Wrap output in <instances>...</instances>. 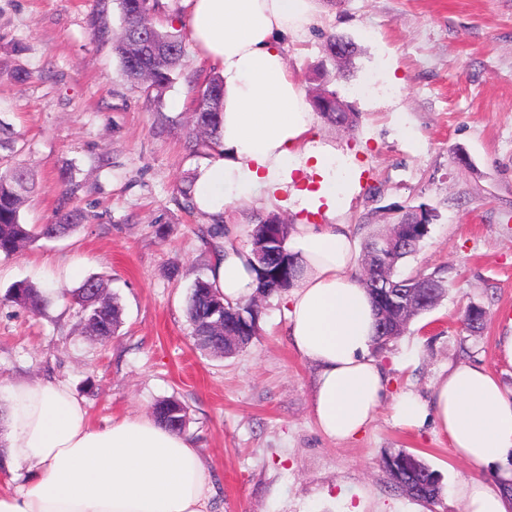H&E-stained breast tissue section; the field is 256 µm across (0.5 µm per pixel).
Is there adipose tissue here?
Wrapping results in <instances>:
<instances>
[{
	"label": "adipose tissue",
	"instance_id": "1",
	"mask_svg": "<svg viewBox=\"0 0 512 512\" xmlns=\"http://www.w3.org/2000/svg\"><path fill=\"white\" fill-rule=\"evenodd\" d=\"M199 55L223 79L221 152L198 169L196 210L223 223L233 204L253 200L295 215L288 238L295 276L286 293L287 339L314 369L311 413L328 438L359 437L383 403L407 427L433 424L455 455L480 465L512 456V391L479 363L449 366L429 398L388 393L371 354L377 316L358 282L360 253L348 224L359 169L335 144L313 138L316 114L288 73L290 38L313 25L309 0H183ZM209 277L225 301L255 292L250 249L216 240ZM0 463L15 481L0 512H211L210 476L182 433L151 414L92 425L64 384L9 388ZM463 512H506L476 478L452 490Z\"/></svg>",
	"mask_w": 512,
	"mask_h": 512
}]
</instances>
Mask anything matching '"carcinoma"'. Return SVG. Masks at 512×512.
<instances>
[{
    "label": "carcinoma",
    "mask_w": 512,
    "mask_h": 512,
    "mask_svg": "<svg viewBox=\"0 0 512 512\" xmlns=\"http://www.w3.org/2000/svg\"><path fill=\"white\" fill-rule=\"evenodd\" d=\"M122 23V34L115 45L121 71L125 79L137 86L153 100L159 102L184 68L185 32L158 27L152 17L159 9V0H117ZM326 59L313 65L312 71L319 83L308 91V101L324 122L336 125V111L320 108L326 101L336 98V90L329 88L330 80L324 69ZM195 146L214 150L221 146L223 124V82L217 76L209 78L197 95V106L193 110ZM20 134L9 124L0 121V150L17 152ZM33 181L29 169L17 165L0 170V254L17 253L24 246L40 239H61L70 236L84 220L78 209L58 211L49 224H24L20 213L31 192ZM290 225L276 213L257 218L251 234L252 251L266 249L271 256L266 264H254L257 272L256 295L270 297L288 290L293 278V264L286 244ZM417 252V248L397 249L379 255V260L361 258L364 287L384 275L390 265ZM4 300L32 314H39L47 303V297L36 286L22 281L10 288ZM71 301L78 307L86 330L101 341L109 340L122 324V307L117 298L105 294L102 277L86 278L71 294ZM244 318H239L238 313ZM487 316L484 307L469 305L461 321L465 328L472 324L483 325ZM186 317L192 329L194 342L214 332V324L224 321L228 336L254 337L259 331L260 306L255 300L235 305L224 303V296L212 287L205 278L193 283L186 309ZM156 421L173 431H182L187 422L186 410L175 399L157 402L152 411ZM391 487L401 494L420 502L434 503L441 493L442 485L438 473L418 456L406 451L389 454L382 459Z\"/></svg>",
    "instance_id": "carcinoma-1"
}]
</instances>
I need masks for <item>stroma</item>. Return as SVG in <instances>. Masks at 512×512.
<instances>
[{"label":"stroma","mask_w":512,"mask_h":512,"mask_svg":"<svg viewBox=\"0 0 512 512\" xmlns=\"http://www.w3.org/2000/svg\"><path fill=\"white\" fill-rule=\"evenodd\" d=\"M313 11L314 25L286 53L301 88L325 35L359 48L349 75L332 83L359 125H316L365 174L344 222L362 245L402 211L437 214L397 271L442 277L448 294L379 351L394 392L429 397L458 361L485 364L512 389V362L497 353L512 319V0H313ZM100 12L109 23L102 40L90 26ZM120 31L115 0H0V120L23 134L0 168L21 163L34 174L25 223H51L62 207L88 217L65 239L0 256V386L64 383L96 426L180 401L215 512H461L450 495L460 478L497 489V470L457 458L433 425H397L386 406L358 439L325 437L310 412L313 371L286 338L282 297L261 300L259 334L236 354L194 346L185 306L211 248L180 190L207 157L189 133L195 88L215 69L185 40L186 68L155 103L121 73L112 49ZM18 67L32 79L13 80ZM68 170L69 194L60 180ZM94 274L123 309L106 342L86 334L66 299ZM19 281L50 294L43 314L4 302ZM472 303L488 312L476 333L460 322ZM402 449L441 475L437 503L390 487L381 459Z\"/></svg>","instance_id":"35a3bbf8"}]
</instances>
